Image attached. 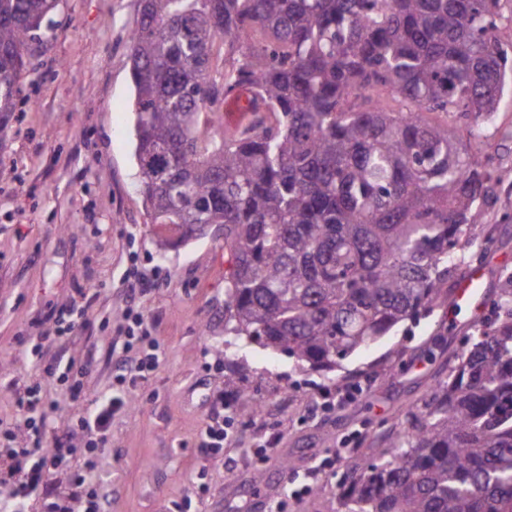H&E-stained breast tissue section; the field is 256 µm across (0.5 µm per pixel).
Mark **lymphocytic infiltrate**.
<instances>
[{
  "mask_svg": "<svg viewBox=\"0 0 512 512\" xmlns=\"http://www.w3.org/2000/svg\"><path fill=\"white\" fill-rule=\"evenodd\" d=\"M59 334L26 339L25 355L47 380H71L69 399L82 412L76 421L49 428L47 418L58 408L40 385H33L16 399L26 415L24 446H15L13 430L0 432V512H27L37 501L43 512H108L111 483L99 476V459L110 448L112 420L128 412L126 391L147 382L159 363L160 344L153 336V321L143 311L130 309L111 347L123 356L111 387L90 394L83 383L98 363L96 346L81 354L69 348V336L85 331L90 323L87 308H62L53 315ZM237 398L224 391L213 393L204 429L195 446L202 453L223 456L231 437L224 426L225 413L234 411Z\"/></svg>",
  "mask_w": 512,
  "mask_h": 512,
  "instance_id": "f902f5d3",
  "label": "lymphocytic infiltrate"
}]
</instances>
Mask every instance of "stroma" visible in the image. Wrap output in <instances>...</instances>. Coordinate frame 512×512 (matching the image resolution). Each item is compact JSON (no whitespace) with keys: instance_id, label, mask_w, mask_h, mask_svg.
<instances>
[{"instance_id":"stroma-1","label":"stroma","mask_w":512,"mask_h":512,"mask_svg":"<svg viewBox=\"0 0 512 512\" xmlns=\"http://www.w3.org/2000/svg\"><path fill=\"white\" fill-rule=\"evenodd\" d=\"M140 0H59L29 50L22 104L0 139V421L15 426L18 393L38 379L20 354L27 336L55 334L53 309L88 307L94 322L69 340L100 355L129 303L126 283L150 281L138 307L157 322L162 349L147 383L131 388L130 413L112 422V450L99 461L112 474L111 512H172L209 487L203 512H257V496L288 512H336L339 479L370 458L422 410L434 380L446 378L470 331L469 314L443 304L396 327L332 373L269 348L224 343V278L233 258L224 233L172 247L138 190L134 156L130 35ZM468 152L492 172V193L474 206L462 269L481 267L490 295L512 275V101L486 121L437 112ZM480 125L482 135L467 129ZM359 386L337 407L339 387ZM230 391L262 405L235 409L223 460L199 453L211 395ZM282 434L280 456L254 453L257 426ZM346 456L334 460L336 449ZM324 461L321 479L303 474ZM290 470H283V463ZM251 478L234 497L224 486Z\"/></svg>"}]
</instances>
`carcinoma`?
<instances>
[{
    "mask_svg": "<svg viewBox=\"0 0 512 512\" xmlns=\"http://www.w3.org/2000/svg\"><path fill=\"white\" fill-rule=\"evenodd\" d=\"M58 0H0V133ZM130 37L154 223L219 224L226 333L334 371L428 313L491 174L430 112L512 93L501 0H147ZM224 65L211 64L216 41ZM242 86L251 131L213 126ZM381 86L404 103L348 106ZM340 480L341 512H512V287L411 426Z\"/></svg>",
    "mask_w": 512,
    "mask_h": 512,
    "instance_id": "carcinoma-1",
    "label": "carcinoma"
}]
</instances>
